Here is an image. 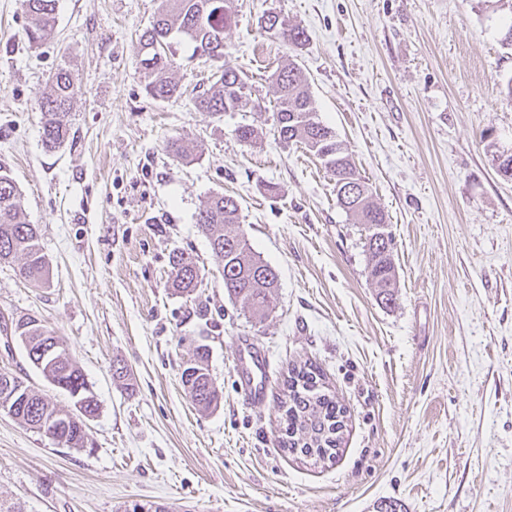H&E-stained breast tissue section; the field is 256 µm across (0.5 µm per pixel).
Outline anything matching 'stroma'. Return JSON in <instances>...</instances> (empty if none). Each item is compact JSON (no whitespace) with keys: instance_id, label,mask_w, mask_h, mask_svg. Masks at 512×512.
<instances>
[{"instance_id":"35a3bbf8","label":"stroma","mask_w":512,"mask_h":512,"mask_svg":"<svg viewBox=\"0 0 512 512\" xmlns=\"http://www.w3.org/2000/svg\"><path fill=\"white\" fill-rule=\"evenodd\" d=\"M159 0H58L53 36L30 44L21 0H0V170L41 228L45 284L0 263V374L64 409L73 401L12 331L35 318L82 368L99 410L82 448L0 410V512H512V11L494 0H233L226 62L252 86L243 111L192 97L212 68L173 46L181 98L147 95L139 36ZM304 29L293 47L265 31ZM295 60L320 121L390 217L397 302L367 274L364 234L321 161L272 126L271 75ZM65 68L78 94L62 147L42 143L41 101ZM243 124L262 128L239 142ZM189 145L177 160L167 144ZM237 199L239 229L278 274L258 322L224 293L196 215ZM203 281L169 286L172 251ZM264 351L267 397L244 402L235 365ZM207 346L221 394L203 412L181 372ZM131 385L112 378L113 362ZM313 363L346 410L335 461L279 446L289 365ZM261 24L268 31L275 27V32L280 33L285 40L294 46H302L307 41V36L303 29L287 24L285 20L280 19L276 14H267L262 17Z\"/></svg>"}]
</instances>
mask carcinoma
Wrapping results in <instances>:
<instances>
[{"label": "carcinoma", "instance_id": "cac0c4a2", "mask_svg": "<svg viewBox=\"0 0 512 512\" xmlns=\"http://www.w3.org/2000/svg\"><path fill=\"white\" fill-rule=\"evenodd\" d=\"M57 3L58 0H22L29 41L42 42L53 34ZM233 20L227 0H218L216 4L211 0H159L152 24L139 38V70L146 93L163 101L181 96L178 83L170 77L172 41L179 35L194 45V54L216 63L209 87L197 97V108L223 114L246 106L248 100L243 98L242 89L249 87L248 82L241 72L224 63V31ZM261 24L268 31L280 33L294 46L307 41L304 30L287 24L276 14L262 17ZM272 82L277 94L274 128L283 142L300 144L322 161L334 181L338 205L354 223L364 226L369 277L385 294L386 303H391L396 279L387 214L373 201L370 192L352 196L343 192L348 181L360 182L362 177L336 133L317 120L306 78L297 63L290 60L279 66ZM75 95L73 74L65 68L58 69L41 102L45 147L56 149L69 140L67 116ZM238 223L237 200L222 193L211 195L196 216V224L222 262L224 294L241 309L263 319L276 306L278 275L256 255L244 234L230 230V226ZM17 258L22 260L20 273L25 279L34 284L46 280L49 268L40 246L39 227L26 223L15 181L8 173L0 172V262ZM169 264L174 288L186 293L197 288L202 280L201 271L190 254L175 250L169 256ZM28 323L30 327L21 332L28 360L45 379L57 380L63 383L61 390L78 395L81 409L75 413L65 411L32 390L25 405L12 417L43 433L50 431L54 421L64 419L67 425L54 441L68 448H80L86 437L88 417L96 415L98 402L63 343L42 324L31 319ZM208 358L206 346H198L194 359L181 373L190 399L205 411L216 405L219 398L209 373ZM281 408L286 423L281 447L319 460L336 457L345 428V410L326 391L317 371L304 365L288 369Z\"/></svg>", "mask_w": 512, "mask_h": 512}]
</instances>
